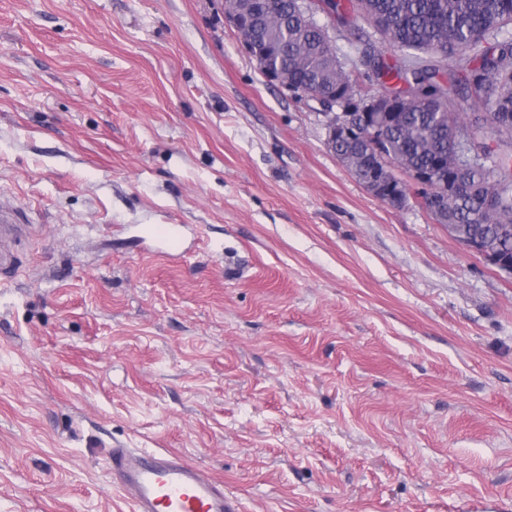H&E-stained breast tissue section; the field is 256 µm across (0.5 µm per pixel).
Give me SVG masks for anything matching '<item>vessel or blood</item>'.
Listing matches in <instances>:
<instances>
[{
  "mask_svg": "<svg viewBox=\"0 0 512 512\" xmlns=\"http://www.w3.org/2000/svg\"><path fill=\"white\" fill-rule=\"evenodd\" d=\"M108 473L131 512H241L223 483L169 452L113 449Z\"/></svg>",
  "mask_w": 512,
  "mask_h": 512,
  "instance_id": "1",
  "label": "vessel or blood"
}]
</instances>
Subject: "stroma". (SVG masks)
I'll use <instances>...</instances> for the list:
<instances>
[{"label":"stroma","instance_id":"obj_1","mask_svg":"<svg viewBox=\"0 0 512 512\" xmlns=\"http://www.w3.org/2000/svg\"><path fill=\"white\" fill-rule=\"evenodd\" d=\"M223 4L0 0V512H130L116 448L244 512H512V279L375 199ZM21 212L19 207L4 208L0 207V280L1 282L8 281V276L11 270L17 263V257L12 250L4 253L3 250V229L5 224H21Z\"/></svg>","mask_w":512,"mask_h":512}]
</instances>
